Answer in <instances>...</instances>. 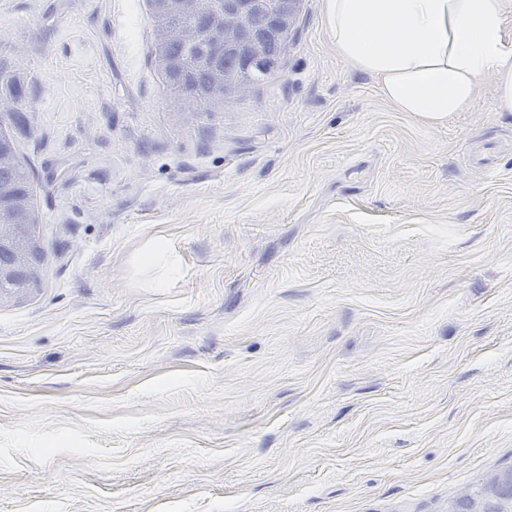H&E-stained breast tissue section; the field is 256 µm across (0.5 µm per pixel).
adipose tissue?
I'll list each match as a JSON object with an SVG mask.
<instances>
[{
  "label": "adipose tissue",
  "instance_id": "ef3b65f1",
  "mask_svg": "<svg viewBox=\"0 0 512 512\" xmlns=\"http://www.w3.org/2000/svg\"><path fill=\"white\" fill-rule=\"evenodd\" d=\"M324 11L337 54L394 111L439 124L489 85L512 112V0H324Z\"/></svg>",
  "mask_w": 512,
  "mask_h": 512
}]
</instances>
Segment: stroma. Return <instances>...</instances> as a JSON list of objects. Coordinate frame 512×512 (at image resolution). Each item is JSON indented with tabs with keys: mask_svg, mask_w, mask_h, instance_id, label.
<instances>
[{
	"mask_svg": "<svg viewBox=\"0 0 512 512\" xmlns=\"http://www.w3.org/2000/svg\"><path fill=\"white\" fill-rule=\"evenodd\" d=\"M146 0H0L41 279L0 306V512H448L512 467V112L431 125L302 0L166 93ZM178 22L188 34L193 36V39L174 41L167 46L164 45L163 49L165 54L174 61L181 62L187 70L189 78L183 84H175L169 80L166 70L163 68L162 70L165 74L167 90L171 94L182 97L199 107H206L224 101V99L239 96L252 85L271 77V75L267 76L266 73L271 70L275 72L279 69L281 58L288 46L289 32L287 31L282 40L276 42L275 46L271 48L269 56L261 64V70L256 71L250 84L239 90L231 86L219 87L215 84L214 69L206 60L201 45L205 36L197 30L196 14L194 12L181 14Z\"/></svg>",
	"mask_w": 512,
	"mask_h": 512,
	"instance_id": "stroma-1",
	"label": "stroma"
}]
</instances>
